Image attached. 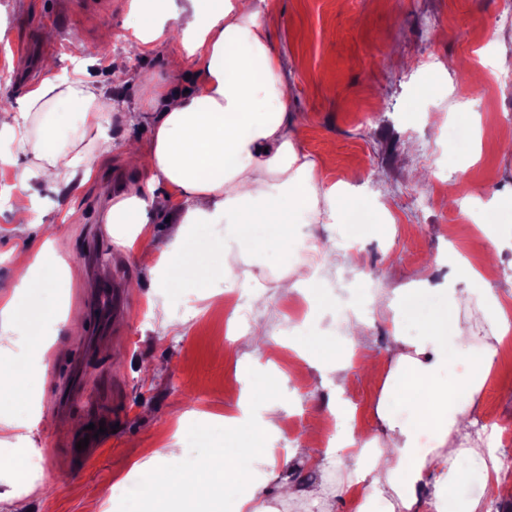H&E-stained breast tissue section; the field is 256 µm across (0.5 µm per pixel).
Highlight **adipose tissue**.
<instances>
[{"mask_svg": "<svg viewBox=\"0 0 512 512\" xmlns=\"http://www.w3.org/2000/svg\"><path fill=\"white\" fill-rule=\"evenodd\" d=\"M259 3L133 0L134 48L179 39L182 52L170 58L169 68L179 72L185 59H194L199 86L173 95L152 75H140L149 104L162 109L124 112L119 120L149 129L146 146L129 156L145 179L113 199L102 215L136 262L152 263L141 243L167 204L157 187L175 188L183 205L174 216L178 245L169 253L172 267L184 281H196L200 266L185 242L187 229L223 225L224 285L250 281L255 304L263 301L269 279L283 293H313L336 265L361 271L358 251L312 250L289 232L297 224L340 223L363 204L348 183L323 185L317 160L303 150L290 117V88ZM111 109V99L80 67L68 77L48 75L26 95L21 111L0 109V161L20 152L30 158L9 196L19 225L34 221V185L82 188L111 155L112 128L103 120ZM276 246L292 249L295 261L282 271L245 272L250 256ZM492 277L490 268L460 262L455 276L372 295L373 307L393 310L399 320L418 318L421 329L415 336L394 329L387 358L368 355V368L382 378L370 430L341 433L327 450L296 442L270 457L258 479H248L257 432H279L283 407L270 383L262 390L261 419L253 420L247 399H240L237 414L224 418L223 447L211 449L190 472H175L172 463L181 451L169 444L158 450V462L133 460L144 493L163 501L167 512H189L199 503L207 512H277L266 494L273 484L301 497L308 512H336V494L325 484L291 483V464L300 460L322 473L340 465L351 447L353 463L343 467L339 484L362 489L359 512H420L422 493L444 501L459 490L466 493L460 512H483L488 494L512 492V470L502 466L495 436L477 428L483 390L512 331V298L494 290ZM425 295L445 297L446 308L419 315L416 303ZM36 317L69 329L79 322L50 305L32 312L14 294L0 299V335L25 333L29 348L38 352L43 343L32 323ZM424 421L430 424L425 443L418 429Z\"/></svg>", "mask_w": 512, "mask_h": 512, "instance_id": "adipose-tissue-1", "label": "adipose tissue"}]
</instances>
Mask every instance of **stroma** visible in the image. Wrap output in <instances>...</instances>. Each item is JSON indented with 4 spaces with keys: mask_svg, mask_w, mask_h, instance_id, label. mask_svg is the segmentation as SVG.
I'll return each instance as SVG.
<instances>
[{
    "mask_svg": "<svg viewBox=\"0 0 512 512\" xmlns=\"http://www.w3.org/2000/svg\"><path fill=\"white\" fill-rule=\"evenodd\" d=\"M262 13L279 50L283 71L293 86L291 112L302 132L303 149L319 161V176L330 185L357 175L356 191L364 201L368 225L381 222L387 231L359 230L355 241L364 275L332 270L319 290V305L304 295L265 290L262 311L236 313L226 301L211 304L224 282L206 272L205 283L163 288L170 268L137 264L100 222L116 193L128 190L136 176L123 163L128 141L147 140L148 130L113 128V149L91 181L72 193L83 215L79 224L63 219L62 193L38 187L40 215L24 233L13 229L10 202L0 198V297L11 295L17 274L9 260L18 247L50 244L55 260L65 263L55 277L53 262L33 269L37 285L22 296L36 307L60 297L62 312L86 310L89 285L103 286L102 269L123 285H136L126 295L130 312L108 335L96 338L86 371L87 384L99 375L112 376L115 405L112 423L92 459L78 463L66 453L73 434L87 422L85 407L73 403L60 412L55 398L81 360L82 342L92 335V321L78 333L57 328L37 355L14 349L8 361L25 368L27 399L61 433L44 432L36 444L47 469L22 475L20 454L0 450V512H11L7 493L26 496L35 512H104L117 485H125L139 512H159L156 501L140 497L139 480L130 473L131 457H153L163 445L186 441L196 428L206 436L185 457H199L224 443V428L215 418L236 399L246 380H277L285 408L281 433L295 441L319 436L329 414L342 405L354 412L356 428L373 426L380 385L359 360L367 351L385 355L394 330L392 313L369 309L370 288H395L412 281L452 274L443 264L450 249L468 258L493 261V285L512 295V141L502 129L512 125V89L497 79L499 57H512V28L498 22L503 0H267ZM131 0H107L89 13L75 0H0V103L20 110L25 95L43 80L45 60L56 74L76 65L88 72L121 109L144 105L135 77L151 73L157 81L181 90L196 85L195 61L171 73L169 55L180 45L128 52L127 40L103 44V31L125 32ZM493 109L479 111L480 102ZM375 113L365 123L364 113ZM465 123L496 125L499 134L473 141H449L446 127ZM498 206L479 207L487 197ZM494 231L499 248L486 254V231ZM59 286L52 295L51 286ZM166 305L181 329L172 334L155 315ZM365 312L369 329L357 341L344 336L345 312ZM267 326L272 343L248 355L245 331ZM93 336V335H92ZM336 344L337 361L348 384L336 393L327 373L310 361L315 342ZM480 423L495 433L499 457H512V352H499L497 367L482 396Z\"/></svg>",
    "mask_w": 512,
    "mask_h": 512,
    "instance_id": "35a3bbf8",
    "label": "stroma"
}]
</instances>
